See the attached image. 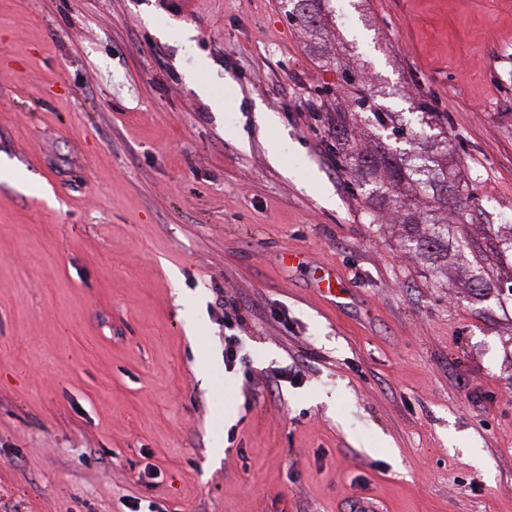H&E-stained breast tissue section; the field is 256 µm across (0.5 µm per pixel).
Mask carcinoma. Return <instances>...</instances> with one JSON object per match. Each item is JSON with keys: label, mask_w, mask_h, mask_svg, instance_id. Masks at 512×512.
<instances>
[{"label": "carcinoma", "mask_w": 512, "mask_h": 512, "mask_svg": "<svg viewBox=\"0 0 512 512\" xmlns=\"http://www.w3.org/2000/svg\"><path fill=\"white\" fill-rule=\"evenodd\" d=\"M322 0H284L288 21L317 28L322 22ZM331 65L341 69L340 87L357 95L353 106L336 113L332 137L342 171L351 178L352 191L370 204L369 223L379 220L378 211L394 206L402 227V242L432 267L463 258L462 272L468 287L484 299L493 294L512 300V225L484 224L480 235L456 231L457 225L426 219L420 208L430 204L437 211L464 216L475 207L467 186L448 170V121H439L427 101L417 102L419 125L395 119L382 104L370 100L366 74L347 68L339 58ZM370 113L372 121L390 131L401 142L419 139L423 147L415 153L394 151L382 143L371 153L350 146V134L359 113Z\"/></svg>", "instance_id": "carcinoma-1"}]
</instances>
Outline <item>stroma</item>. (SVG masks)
Listing matches in <instances>:
<instances>
[{"instance_id":"stroma-1","label":"stroma","mask_w":512,"mask_h":512,"mask_svg":"<svg viewBox=\"0 0 512 512\" xmlns=\"http://www.w3.org/2000/svg\"><path fill=\"white\" fill-rule=\"evenodd\" d=\"M329 7L0 0V512H338L361 478L391 512H512V303L370 223L324 64L405 121L430 99L512 224V0ZM285 15L288 21L303 26L317 28L322 22V0H284ZM320 270L319 276H313V286L323 298L336 306L354 296L351 286L341 279L335 268Z\"/></svg>"}]
</instances>
